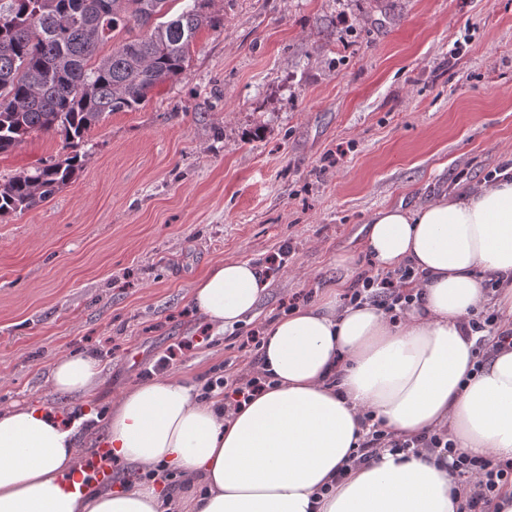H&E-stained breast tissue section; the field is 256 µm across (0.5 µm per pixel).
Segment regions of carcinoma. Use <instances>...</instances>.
Returning a JSON list of instances; mask_svg holds the SVG:
<instances>
[{"label": "carcinoma", "mask_w": 512, "mask_h": 512, "mask_svg": "<svg viewBox=\"0 0 512 512\" xmlns=\"http://www.w3.org/2000/svg\"><path fill=\"white\" fill-rule=\"evenodd\" d=\"M0 0V154L33 132L63 137L71 152L0 183V216L50 199L82 167L77 148L102 118L140 108L177 77L196 32L213 23L209 0ZM138 34H133L134 29ZM108 55L100 45L121 32Z\"/></svg>", "instance_id": "obj_1"}]
</instances>
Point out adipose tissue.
<instances>
[{
    "label": "adipose tissue",
    "mask_w": 512,
    "mask_h": 512,
    "mask_svg": "<svg viewBox=\"0 0 512 512\" xmlns=\"http://www.w3.org/2000/svg\"><path fill=\"white\" fill-rule=\"evenodd\" d=\"M375 266L422 272V299L391 322L338 292L269 323L261 350L270 385L225 411L185 378L151 379L113 402L106 445L137 468L175 470L195 489L188 512H460L448 467L389 451L340 476L369 410L384 429L417 435L447 427L472 456L512 458V348L479 362L464 329L498 282L496 307L512 329V180L496 179L418 210L390 206L371 219ZM268 287L247 260L210 267L191 299L216 332L253 317ZM55 390L90 399L95 357L75 353L51 370ZM74 431L37 405L0 410V512H176L157 482L80 494Z\"/></svg>",
    "instance_id": "1"
}]
</instances>
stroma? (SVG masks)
Wrapping results in <instances>:
<instances>
[{
  "label": "stroma",
  "mask_w": 512,
  "mask_h": 512,
  "mask_svg": "<svg viewBox=\"0 0 512 512\" xmlns=\"http://www.w3.org/2000/svg\"><path fill=\"white\" fill-rule=\"evenodd\" d=\"M207 14L181 74L92 128L71 183L0 217V409L80 419L85 453L168 350L170 376L200 385L227 363L247 371L242 337L282 302L350 288L377 210L512 167V0H210ZM64 153L32 133L0 155V181ZM283 245L255 317L213 335L196 279L227 260L267 266ZM75 352L103 366L79 406L48 381Z\"/></svg>",
  "instance_id": "35a3bbf8"
}]
</instances>
